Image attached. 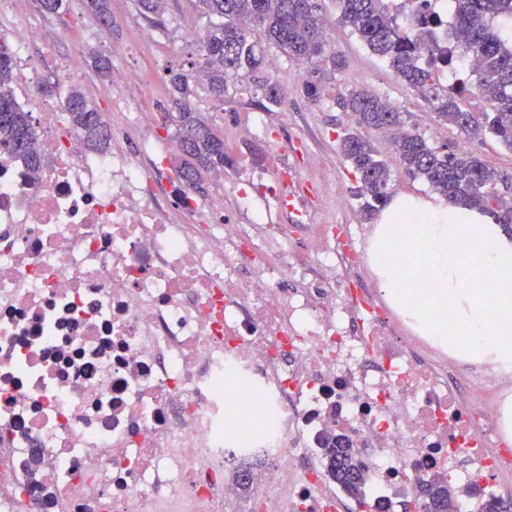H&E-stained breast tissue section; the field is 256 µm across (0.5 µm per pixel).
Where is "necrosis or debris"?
<instances>
[{
	"instance_id": "4bbe7bcc",
	"label": "necrosis or debris",
	"mask_w": 512,
	"mask_h": 512,
	"mask_svg": "<svg viewBox=\"0 0 512 512\" xmlns=\"http://www.w3.org/2000/svg\"><path fill=\"white\" fill-rule=\"evenodd\" d=\"M26 5L0 0L42 159L0 154V512H224L228 448L274 463L253 512H423L435 475L459 512L506 501L512 449L483 404L504 383L464 382L351 288L356 225L312 223L281 189L257 206V171L230 209L158 191L157 135L129 108L111 150L82 149L36 89ZM330 437L356 449L363 499L328 478Z\"/></svg>"
}]
</instances>
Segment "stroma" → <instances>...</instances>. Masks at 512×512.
Masks as SVG:
<instances>
[{"instance_id":"stroma-1","label":"stroma","mask_w":512,"mask_h":512,"mask_svg":"<svg viewBox=\"0 0 512 512\" xmlns=\"http://www.w3.org/2000/svg\"><path fill=\"white\" fill-rule=\"evenodd\" d=\"M318 3L327 38L345 61L343 71L328 85L322 102L313 103L302 93L299 84L305 76L304 67L288 60L273 47L269 48L268 55L277 62L278 70L272 78L280 86L291 89L282 105L270 109L261 107L254 93L241 83L220 103L204 88H197L193 105L226 134L229 159L223 173L211 175L205 181L198 199L202 202L215 200L220 189L231 188L244 173L270 167L278 157L296 169L297 183L289 187L288 192L304 207L311 208L319 196L321 181H328L339 193L335 206L314 211V223L360 222L370 232L375 224L360 220L356 198L358 183L337 145L338 134L352 125L354 119L332 108V98L347 87L362 84L406 112L410 126L431 146L457 142L459 135L454 126L437 117L424 98L406 87L387 63L373 55L349 29L337 24L334 0H318ZM111 8L112 29L106 32L83 12L78 0H73L69 12L61 17L44 13L37 0H31L28 18L40 28L48 47L47 52H34L35 68L45 84L70 80L72 86L79 88L92 104L105 112L112 123L119 122L120 117L112 110L109 80L100 78L92 67L93 56L110 58L116 72L146 70L152 81L153 99L147 105L145 118L156 128L165 146L166 163L161 174L173 177L172 162L178 150L176 126L166 123L162 111L168 100L166 71L200 61L202 52L198 42L185 40L182 27L191 21L203 32L212 19L202 14L198 0H168L164 24L160 27L148 26L139 18L133 0H111ZM249 114L261 116L272 132L271 137L229 138V130Z\"/></svg>"}]
</instances>
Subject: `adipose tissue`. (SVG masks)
<instances>
[{
  "instance_id": "ef3b65f1",
  "label": "adipose tissue",
  "mask_w": 512,
  "mask_h": 512,
  "mask_svg": "<svg viewBox=\"0 0 512 512\" xmlns=\"http://www.w3.org/2000/svg\"><path fill=\"white\" fill-rule=\"evenodd\" d=\"M372 270L388 302L449 355L512 366V236L483 211L399 195L380 212Z\"/></svg>"
}]
</instances>
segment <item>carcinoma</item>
Masks as SVG:
<instances>
[{"instance_id":"1","label":"carcinoma","mask_w":512,"mask_h":512,"mask_svg":"<svg viewBox=\"0 0 512 512\" xmlns=\"http://www.w3.org/2000/svg\"><path fill=\"white\" fill-rule=\"evenodd\" d=\"M50 15L62 16L69 0H38ZM137 13L147 22L162 24L168 0H134ZM205 12L222 22L205 31L200 67L208 94L224 102L228 78L251 85L262 104L278 106L282 90L267 72V47L277 48L291 61L308 65L301 90L313 102L322 101L329 80L344 67L325 39L316 0H199ZM83 10L105 30H112L110 0H81ZM339 21L351 29L376 56L387 61L394 74L429 101L438 117L455 126L470 140L488 135L512 151V0H449L452 22L447 41L440 42L435 28L443 25L421 0H405L415 17L414 33L401 30L389 11L388 0H336ZM258 29L264 40H254ZM450 70L456 79L449 86L438 75ZM194 70H167V116L177 122L180 161L176 178L197 190L211 172L224 170V136L200 118L192 97L197 84ZM13 58L0 42V152L23 160L33 170L41 165L33 150L30 113L15 103ZM486 104L483 112L469 109L467 96ZM340 110L355 116V128L338 137L342 155L359 181L360 213L369 220L387 203L391 168L372 144L377 133L394 135L396 159L401 170L424 181L451 205L476 208L490 214L512 232V205L500 194L503 176L477 155L455 144L431 147L407 125L404 112L364 85H353L334 98ZM66 115L73 129L91 150L106 149L112 130L105 113L89 105L73 87L65 99ZM327 473L352 497H363L361 464L353 451L336 444L329 449ZM427 512H453L448 482L430 480L425 490Z\"/></svg>"}]
</instances>
